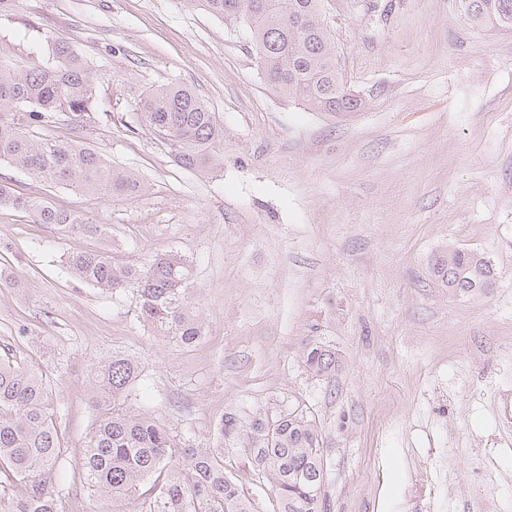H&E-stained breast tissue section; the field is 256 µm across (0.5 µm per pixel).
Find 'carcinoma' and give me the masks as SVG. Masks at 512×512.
I'll return each instance as SVG.
<instances>
[{"mask_svg":"<svg viewBox=\"0 0 512 512\" xmlns=\"http://www.w3.org/2000/svg\"><path fill=\"white\" fill-rule=\"evenodd\" d=\"M226 22H245L263 75L288 98L318 112H353L363 99L347 87L336 43L325 24L322 0H195ZM469 20L480 27L512 28V0H465ZM55 64L12 70L0 62V160L34 179L63 185L95 198L127 200L144 194L136 174L112 166L81 143L79 123L92 110L95 86L85 63L59 41ZM139 107L147 125L171 146L183 168L209 173L220 163L224 127L189 87L172 84L145 93ZM73 120L68 139L39 137L35 127L58 113ZM48 224L61 236L102 238L108 225L60 210L46 198L14 192L0 182V206ZM71 276L112 292L137 291L144 321L173 335L183 346L202 336V321L186 297L188 261L175 254L155 256L146 265L123 262L105 250L71 253ZM432 272L452 293H470L494 280L481 254L450 248ZM305 366L325 375L336 366L334 352L321 346L304 353ZM143 369L133 358L114 356L90 376L95 418L83 445V480L107 512H259L224 467V445L249 449L250 460L269 479L279 512H321L324 481L304 473L325 470L319 433L303 413L274 423L256 416L242 422L227 412L220 426L221 446L181 445L171 428L153 414L125 406ZM67 448L59 433L50 384L43 375L9 355H0V479L23 492L0 503V512H60L52 471Z\"/></svg>","mask_w":512,"mask_h":512,"instance_id":"cac0c4a2","label":"carcinoma"}]
</instances>
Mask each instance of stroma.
I'll list each match as a JSON object with an SVG mask.
<instances>
[{
    "instance_id": "1",
    "label": "stroma",
    "mask_w": 512,
    "mask_h": 512,
    "mask_svg": "<svg viewBox=\"0 0 512 512\" xmlns=\"http://www.w3.org/2000/svg\"><path fill=\"white\" fill-rule=\"evenodd\" d=\"M363 109L315 112L265 80L243 25L187 0H0V61L51 63L67 43L95 81L83 141L139 175L145 195L95 199L8 163L21 194L106 224L52 234L0 207V349L49 379L68 448L60 486L76 512L95 411L92 370L143 368L126 405L181 440L212 444L242 421L301 411L321 435L322 512H512V29L471 24L459 0H323ZM191 87L224 128L221 163L180 167L139 97ZM483 254L487 293L453 294L435 257ZM103 249L142 265L176 254L203 321L193 346L145 322L134 290L73 279L63 254ZM26 280L23 288L7 287ZM336 354L308 371L312 345ZM224 464L261 512H278L243 449ZM305 366L316 375H325L336 366L334 352L322 346L309 347L304 353Z\"/></svg>"
}]
</instances>
